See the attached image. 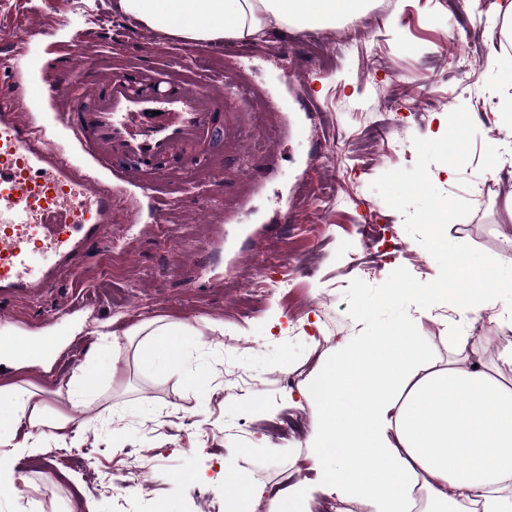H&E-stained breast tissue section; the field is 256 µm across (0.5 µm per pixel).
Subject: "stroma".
I'll list each match as a JSON object with an SVG mask.
<instances>
[{"instance_id":"obj_1","label":"stroma","mask_w":512,"mask_h":512,"mask_svg":"<svg viewBox=\"0 0 512 512\" xmlns=\"http://www.w3.org/2000/svg\"><path fill=\"white\" fill-rule=\"evenodd\" d=\"M85 2L81 10L76 0H0V35L24 27L21 45L0 42L10 59L0 81L31 88L87 75L91 60H132L241 81L256 96L233 110L238 133L225 140L218 167L153 201L116 183L128 206L110 248L93 251L80 275L89 302L74 301L63 280L35 299L8 302L0 316V329L31 344L49 328L68 338L48 348L44 365L0 370L1 383L39 386L46 409L61 408L52 386L84 365L103 322L119 334L156 318L190 324L189 363L207 367L204 386L133 363L102 376L99 397L82 413L97 426L84 436L89 463L53 473L52 457L16 458L15 471L29 482L0 497V512H65L81 494L97 512H224L228 469L262 489L255 512H266L268 494L316 476L305 458L316 418L311 407L288 408L293 388L356 331L361 308L374 328L413 314L411 297L386 298L389 286L441 277L445 259L430 248L422 213L446 203L450 248L485 263L512 235V166L489 173L486 157L488 140L500 135V102L512 93L490 69L502 52L489 31L494 5L390 0L388 10L333 29L274 30L267 44L215 46L156 31L147 44L129 39L135 22L115 0ZM339 40L337 56L290 48ZM25 106L52 147L82 162L60 102ZM451 136L464 159L446 176V158L426 143ZM177 252L189 262L182 277L169 265ZM304 316L312 326H300ZM245 398L279 412L254 415ZM135 399L145 409L128 408Z\"/></svg>"}]
</instances>
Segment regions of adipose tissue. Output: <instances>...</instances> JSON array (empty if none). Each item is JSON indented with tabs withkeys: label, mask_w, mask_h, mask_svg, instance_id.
Instances as JSON below:
<instances>
[{
	"label": "adipose tissue",
	"mask_w": 512,
	"mask_h": 512,
	"mask_svg": "<svg viewBox=\"0 0 512 512\" xmlns=\"http://www.w3.org/2000/svg\"><path fill=\"white\" fill-rule=\"evenodd\" d=\"M370 0H120L124 14L165 36L194 44L224 39L259 43L271 28L297 32L324 29L363 14ZM447 278L402 282L388 297L419 301L417 316L344 337L319 360L303 392L317 422L307 458L316 482L273 493L268 512H314L329 498L361 512H512V340L474 336L477 316L512 322V307L501 306L512 290V256L488 266L461 253L448 254ZM447 308L456 326L447 367L430 359L423 320L432 306ZM189 324L164 319L116 334L101 324L87 367L59 385L63 409L46 413L34 401L29 382L0 385V405L13 422L31 427L19 452L45 454L44 428L82 445L87 422L73 413L87 406L91 381L101 370V348L112 352L108 375L128 362L181 374L199 383L205 367L182 360L181 337L195 335ZM491 364H484L486 350Z\"/></svg>",
	"instance_id": "1"
}]
</instances>
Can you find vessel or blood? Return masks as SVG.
I'll list each match as a JSON object with an SVG mask.
<instances>
[{
    "instance_id": "b4317fda",
    "label": "vessel or blood",
    "mask_w": 512,
    "mask_h": 512,
    "mask_svg": "<svg viewBox=\"0 0 512 512\" xmlns=\"http://www.w3.org/2000/svg\"><path fill=\"white\" fill-rule=\"evenodd\" d=\"M64 102L73 138L108 179L51 149L15 96L0 99V302L76 277L112 244L124 201L113 180L157 191L204 168L228 133L223 85L169 70L123 69L40 91Z\"/></svg>"
}]
</instances>
